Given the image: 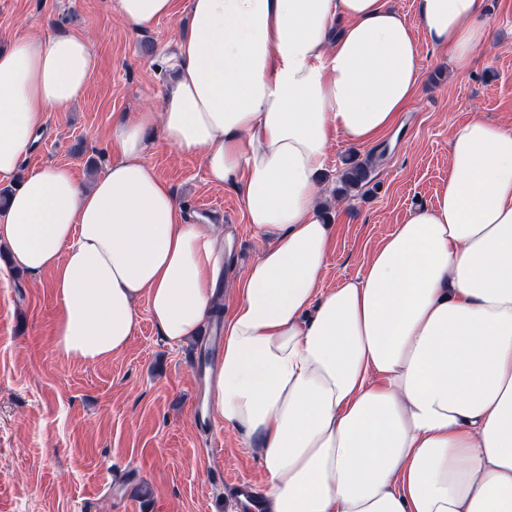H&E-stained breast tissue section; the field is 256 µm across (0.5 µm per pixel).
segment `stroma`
<instances>
[{
  "label": "stroma",
  "mask_w": 512,
  "mask_h": 512,
  "mask_svg": "<svg viewBox=\"0 0 512 512\" xmlns=\"http://www.w3.org/2000/svg\"><path fill=\"white\" fill-rule=\"evenodd\" d=\"M491 46L467 76L447 55L420 46L421 81L399 131L362 148L335 138L319 175L334 194L342 161L373 156L374 179L355 196L328 204L332 245L322 288L361 275L394 225L432 205L448 179V136L473 115L512 125V0H486ZM89 37L96 67L68 111L45 115L20 170L73 169L86 184L112 163L113 123L159 106L168 74L162 58L189 32L188 0L176 16L139 32L117 19L109 0H0V51L51 29ZM147 160L169 183L187 221L222 225L236 251L234 279L264 246L246 223L234 188L212 185L202 158L149 142ZM140 325L128 349L88 363L54 343L56 301L49 280L14 271L0 252V512H226L225 482L265 486L262 463L234 430L205 428L192 408L199 385L189 344H171L139 302Z\"/></svg>",
  "instance_id": "obj_1"
}]
</instances>
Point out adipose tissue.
I'll return each instance as SVG.
<instances>
[{
    "instance_id": "adipose-tissue-1",
    "label": "adipose tissue",
    "mask_w": 512,
    "mask_h": 512,
    "mask_svg": "<svg viewBox=\"0 0 512 512\" xmlns=\"http://www.w3.org/2000/svg\"><path fill=\"white\" fill-rule=\"evenodd\" d=\"M149 30L175 0H111ZM164 58L160 110L112 126L117 158L92 187L30 171L0 212V248L49 276L55 346L96 363L125 352L140 300L169 342L196 336L219 298L224 238L187 222L146 159V134L200 154L269 238L232 285L206 407L252 448L266 512H512V127L475 116L448 139V180L358 278L323 289L330 226L317 176L335 136L359 147L395 127L419 84V43L467 73L491 42L485 0H189ZM95 67L65 30L0 52V182L49 112Z\"/></svg>"
}]
</instances>
